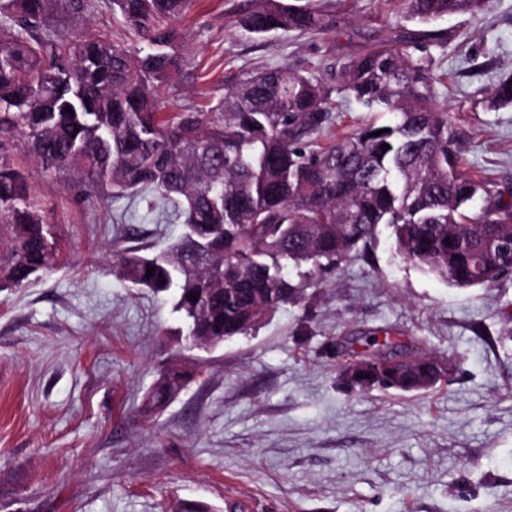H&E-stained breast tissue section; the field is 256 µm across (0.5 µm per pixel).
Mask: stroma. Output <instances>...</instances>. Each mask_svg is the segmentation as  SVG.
Returning <instances> with one entry per match:
<instances>
[{
    "instance_id": "stroma-1",
    "label": "stroma",
    "mask_w": 512,
    "mask_h": 512,
    "mask_svg": "<svg viewBox=\"0 0 512 512\" xmlns=\"http://www.w3.org/2000/svg\"><path fill=\"white\" fill-rule=\"evenodd\" d=\"M251 0H194L185 61L161 89L169 111L207 110L245 73L338 66L417 23L402 0H322L325 35H245ZM57 39L123 34L106 0L49 16ZM438 103L462 168L512 194V106L483 100L512 73V0L439 19ZM28 171L63 252L60 266L0 291V512H512V277L460 289L406 262L387 226L300 303L188 360L193 381L152 418L142 402L184 359L177 313L112 275L114 250L161 248L183 226L144 195L91 204L73 181ZM389 331L447 370L434 388L347 391L340 346Z\"/></svg>"
}]
</instances>
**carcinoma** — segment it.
I'll return each mask as SVG.
<instances>
[{"instance_id": "1", "label": "carcinoma", "mask_w": 512, "mask_h": 512, "mask_svg": "<svg viewBox=\"0 0 512 512\" xmlns=\"http://www.w3.org/2000/svg\"><path fill=\"white\" fill-rule=\"evenodd\" d=\"M90 2L0 0L1 291L61 262L46 209L9 153L18 138L43 172L73 177L90 199L150 192L151 205L183 220L181 239L159 251L123 249L112 272L172 302L178 335L191 337L185 351L216 348L300 302L381 224L405 260L452 286L512 275V199L461 170L458 132L437 102L432 31L380 41L341 64L334 84L285 64L239 79L205 112H165L159 90L184 61L177 22L193 0H108L141 38L136 50L120 36L61 43L45 28L46 16ZM404 3L408 19L429 25L479 14L490 0ZM237 25L257 37L325 34L336 18L319 0H253ZM347 100L395 120L321 144ZM485 104L512 105V75ZM345 370L362 389L404 392L430 389L442 373L428 353L376 335L351 351ZM192 379L185 364L164 366L143 415L163 410Z\"/></svg>"}]
</instances>
